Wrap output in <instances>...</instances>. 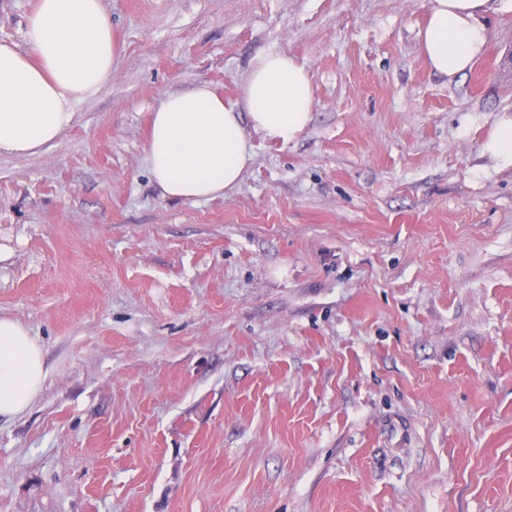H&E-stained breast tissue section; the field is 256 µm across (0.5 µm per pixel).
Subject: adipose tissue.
Returning <instances> with one entry per match:
<instances>
[{
    "mask_svg": "<svg viewBox=\"0 0 512 512\" xmlns=\"http://www.w3.org/2000/svg\"><path fill=\"white\" fill-rule=\"evenodd\" d=\"M512 0H429L420 50L430 70L455 79L487 46V15ZM27 50L0 43V151L36 154L55 144L73 106L101 91L122 54L103 0H37L26 20ZM314 95L304 66L284 52L258 55L241 106L207 85L166 96L152 116L147 163L164 196L210 199L236 187L252 159L241 116L267 139L294 141L311 121ZM44 378L39 346L0 318V416L22 412Z\"/></svg>",
    "mask_w": 512,
    "mask_h": 512,
    "instance_id": "ef3b65f1",
    "label": "adipose tissue"
}]
</instances>
